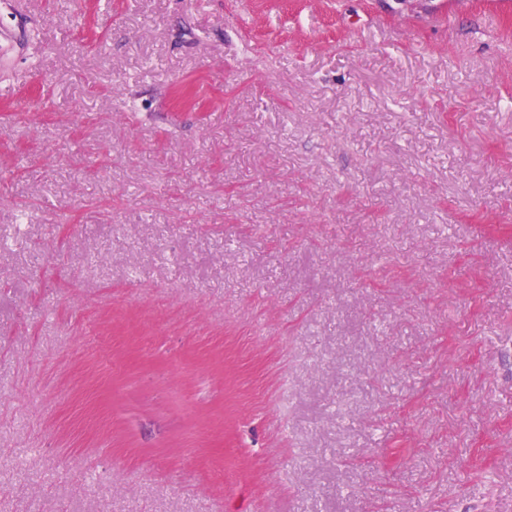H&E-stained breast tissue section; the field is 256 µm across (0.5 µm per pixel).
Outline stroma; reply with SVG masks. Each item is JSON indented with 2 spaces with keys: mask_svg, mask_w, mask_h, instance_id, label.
<instances>
[{
  "mask_svg": "<svg viewBox=\"0 0 512 512\" xmlns=\"http://www.w3.org/2000/svg\"><path fill=\"white\" fill-rule=\"evenodd\" d=\"M486 2L0 0V512H512Z\"/></svg>",
  "mask_w": 512,
  "mask_h": 512,
  "instance_id": "35a3bbf8",
  "label": "stroma"
}]
</instances>
